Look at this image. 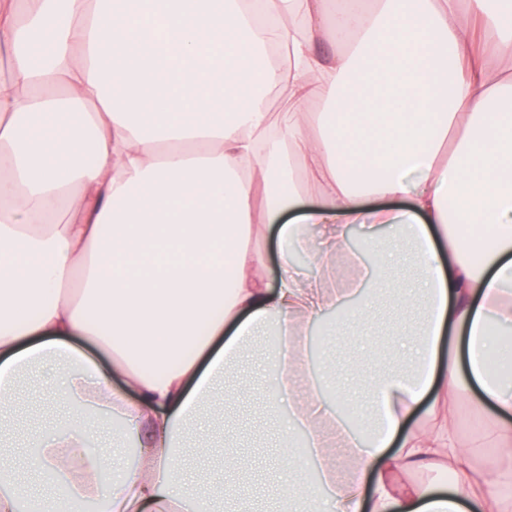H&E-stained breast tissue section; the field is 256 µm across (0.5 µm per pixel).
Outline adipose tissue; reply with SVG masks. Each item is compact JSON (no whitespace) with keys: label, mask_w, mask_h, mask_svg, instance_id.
<instances>
[{"label":"adipose tissue","mask_w":512,"mask_h":512,"mask_svg":"<svg viewBox=\"0 0 512 512\" xmlns=\"http://www.w3.org/2000/svg\"><path fill=\"white\" fill-rule=\"evenodd\" d=\"M265 3L271 28L244 0H0V415L21 375L55 367L61 400L143 431L106 512H180L186 430L255 348L332 512H507L512 370L492 358L512 327V68L487 58L512 59V0ZM353 225L376 276L405 260L379 229L411 248L396 298L423 312L365 437L309 354L359 294L327 278ZM456 403L493 416L485 465ZM94 435L70 423L23 469L1 447L0 512H82L104 461L77 474L71 451ZM437 469L449 487L395 481Z\"/></svg>","instance_id":"1"}]
</instances>
